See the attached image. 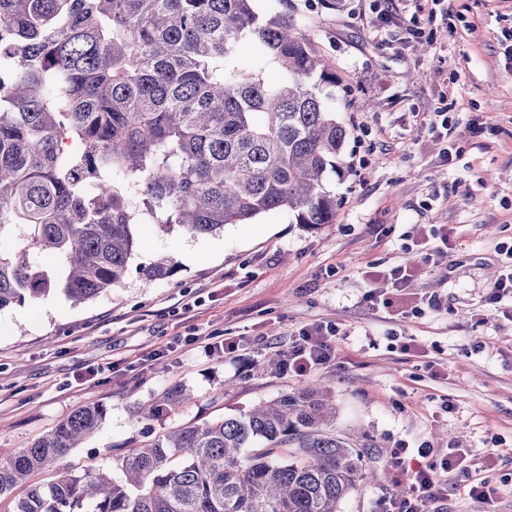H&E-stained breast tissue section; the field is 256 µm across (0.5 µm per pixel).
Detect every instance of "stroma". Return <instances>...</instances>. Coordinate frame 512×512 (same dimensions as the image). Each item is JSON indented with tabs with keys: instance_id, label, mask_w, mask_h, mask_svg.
<instances>
[{
	"instance_id": "stroma-1",
	"label": "stroma",
	"mask_w": 512,
	"mask_h": 512,
	"mask_svg": "<svg viewBox=\"0 0 512 512\" xmlns=\"http://www.w3.org/2000/svg\"><path fill=\"white\" fill-rule=\"evenodd\" d=\"M294 3L344 86L333 223L264 213L194 235L160 232L150 214L121 286L1 310L0 448L30 447L98 400L105 420L60 461L82 476L164 431L321 384L338 427L369 432L385 456L458 449L447 512H512V300L488 301L498 246L512 243V0H442L416 37L410 0ZM160 254L173 277L137 274ZM399 266L402 302L371 305L368 295H393ZM320 324L338 330L330 363L303 377L270 363ZM227 335L237 351L209 352ZM175 383L197 402L148 416ZM385 456L342 512H377L393 493ZM484 463L497 489L488 502L461 475Z\"/></svg>"
}]
</instances>
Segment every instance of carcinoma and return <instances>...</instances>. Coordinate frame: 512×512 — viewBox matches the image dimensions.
Wrapping results in <instances>:
<instances>
[{
    "instance_id": "1",
    "label": "carcinoma",
    "mask_w": 512,
    "mask_h": 512,
    "mask_svg": "<svg viewBox=\"0 0 512 512\" xmlns=\"http://www.w3.org/2000/svg\"><path fill=\"white\" fill-rule=\"evenodd\" d=\"M279 69L269 84L264 72ZM336 73L294 6L256 0H0V310L59 287L74 304L129 273L137 211L119 173L174 227L210 234L262 213L330 224L348 136ZM175 272L163 256L139 267ZM194 400L181 384L164 405ZM107 416L88 400L30 447L0 458L12 512H341L377 478L381 445L336 426L329 391L165 432L117 458L120 476L64 471L15 489Z\"/></svg>"
}]
</instances>
